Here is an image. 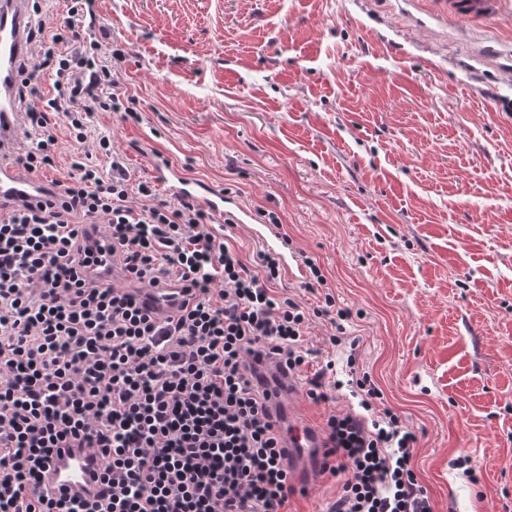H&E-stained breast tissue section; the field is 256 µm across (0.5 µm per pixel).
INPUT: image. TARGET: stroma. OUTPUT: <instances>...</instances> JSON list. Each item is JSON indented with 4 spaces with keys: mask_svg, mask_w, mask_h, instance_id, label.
<instances>
[{
    "mask_svg": "<svg viewBox=\"0 0 512 512\" xmlns=\"http://www.w3.org/2000/svg\"><path fill=\"white\" fill-rule=\"evenodd\" d=\"M143 120L128 168L278 215L355 310L360 363L415 430L433 512H512V0H98ZM480 467L470 483L453 459ZM327 475L288 512H328ZM501 0H452L449 9L473 20H485L499 11Z\"/></svg>",
    "mask_w": 512,
    "mask_h": 512,
    "instance_id": "1",
    "label": "stroma"
}]
</instances>
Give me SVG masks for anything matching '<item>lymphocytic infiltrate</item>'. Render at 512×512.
Wrapping results in <instances>:
<instances>
[{"mask_svg":"<svg viewBox=\"0 0 512 512\" xmlns=\"http://www.w3.org/2000/svg\"><path fill=\"white\" fill-rule=\"evenodd\" d=\"M46 2L31 0L16 87L32 174L56 168L59 126L82 145L95 113L142 119L120 91L123 51L92 37L96 0H67L60 28ZM54 186L47 206L0 203V512H286L295 488L251 359L300 371L322 317L349 350L345 378L330 359L305 382L312 402L349 400L324 423L320 471L341 483L329 512H432L416 433L356 368L351 308L273 290L277 256L249 269L197 198H161L109 136ZM156 288L181 289L174 313L141 301ZM55 448L97 449L94 501L43 487Z\"/></svg>","mask_w":512,"mask_h":512,"instance_id":"lymphocytic-infiltrate-1","label":"lymphocytic infiltrate"}]
</instances>
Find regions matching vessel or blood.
Listing matches in <instances>:
<instances>
[{
	"label": "vessel or blood",
	"instance_id": "1",
	"mask_svg": "<svg viewBox=\"0 0 512 512\" xmlns=\"http://www.w3.org/2000/svg\"><path fill=\"white\" fill-rule=\"evenodd\" d=\"M26 0H0V158L15 149L19 129L15 123L17 102L15 86L19 80V67L28 54L26 34L34 21L25 7ZM501 0H449V9L456 14L474 20H484L497 13ZM157 181L175 193L203 199L207 208L215 215L231 214L236 223L250 225L254 237L259 239L269 252L279 256L288 272L300 269L293 251L284 247L274 227L256 224L251 213L238 205L223 191L183 177L175 168L160 164L155 168ZM53 191L50 180L26 171L7 167L0 162V201L15 197L27 198L35 204L50 197ZM151 308L161 312L175 310L179 295L174 290L146 291L144 294ZM264 389L269 394L270 408L276 419L285 415L284 401L293 396L298 388V377L278 360L264 357L254 363ZM283 446L292 478L300 484L307 483L319 465L320 439L309 429L299 434L286 436ZM88 451L61 450L53 454L49 479L56 491L67 492L79 488L97 490L100 484L99 471L89 462Z\"/></svg>",
	"mask_w": 512,
	"mask_h": 512
}]
</instances>
